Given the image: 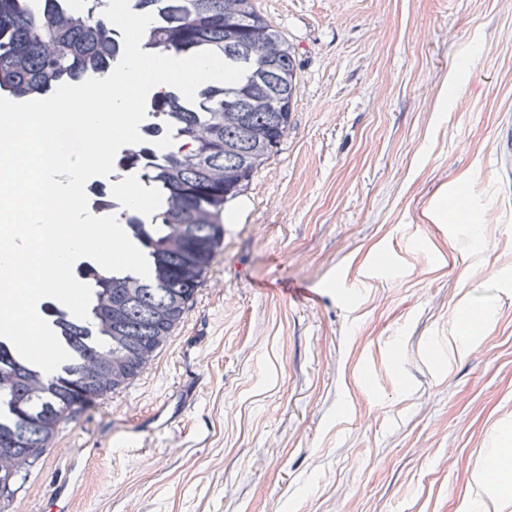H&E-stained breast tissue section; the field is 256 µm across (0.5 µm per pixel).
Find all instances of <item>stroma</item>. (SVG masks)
I'll return each instance as SVG.
<instances>
[{
	"label": "stroma",
	"instance_id": "35a3bbf8",
	"mask_svg": "<svg viewBox=\"0 0 512 512\" xmlns=\"http://www.w3.org/2000/svg\"><path fill=\"white\" fill-rule=\"evenodd\" d=\"M256 5L294 49L287 135L168 341L0 512H482L512 448V0Z\"/></svg>",
	"mask_w": 512,
	"mask_h": 512
}]
</instances>
